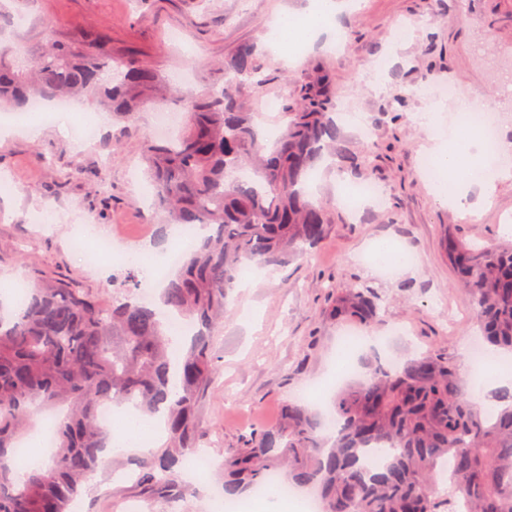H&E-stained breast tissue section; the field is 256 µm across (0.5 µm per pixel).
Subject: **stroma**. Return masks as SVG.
<instances>
[{"instance_id": "1", "label": "stroma", "mask_w": 512, "mask_h": 512, "mask_svg": "<svg viewBox=\"0 0 512 512\" xmlns=\"http://www.w3.org/2000/svg\"><path fill=\"white\" fill-rule=\"evenodd\" d=\"M311 6V0H0L7 19L0 48L16 61L33 59L46 40L68 45L87 30L106 37L113 54L203 92L223 89L225 62L253 45L263 80L257 99L300 102L325 76L337 97L373 125L368 135L351 123L342 131L366 181L383 190L382 202L342 206L335 173H316L313 199L330 215L324 241L275 272L254 274L253 287L232 295L214 342L218 387L199 404L197 445L216 462L242 447L252 429L276 426L287 403L301 400L332 414V399L345 382L336 371L346 353L345 326L325 311L355 281L385 295L382 322L368 333L381 339L383 360L395 364L429 348L464 359L473 307L448 261L445 239L512 240V230L499 222L500 214L512 213V179L488 189L473 222L421 179L420 157L430 141L424 115L435 103L414 91L448 84L456 95L444 108L462 100L478 110L502 108L501 75L512 67V0H357L300 54H273L268 43L275 19L302 16ZM400 24L408 33L398 42L393 31ZM379 59L384 67H376ZM85 104L103 114L95 141L76 143L75 112L45 122L39 140L0 139V278L40 274L91 291L109 289L126 270L77 253L79 225L157 240L161 217L139 166L153 135L149 114L124 118L101 111L94 99ZM380 242L400 245L413 262L387 275L376 261H363L368 247ZM405 280L415 281L417 291H403ZM397 323L406 335H392ZM137 456L130 449L111 451L75 512H128L133 504L160 512L166 499L142 494L128 478Z\"/></svg>"}]
</instances>
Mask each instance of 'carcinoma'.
I'll return each mask as SVG.
<instances>
[{
    "instance_id": "cac0c4a2",
    "label": "carcinoma",
    "mask_w": 512,
    "mask_h": 512,
    "mask_svg": "<svg viewBox=\"0 0 512 512\" xmlns=\"http://www.w3.org/2000/svg\"><path fill=\"white\" fill-rule=\"evenodd\" d=\"M255 57L254 46L242 47L224 67L219 92L174 90L185 124L176 137L145 144L146 174L167 224L207 228L158 302L138 300L144 283L134 274L112 293L36 277L23 307L7 316L0 308V512H72L105 464L112 438L99 421L105 403L165 418V443L135 461L137 484L172 501L187 494L180 474L198 451L196 411L216 373L213 341L242 270L280 267L323 242L330 217L307 192L322 164L359 178V157L322 102L282 108L280 132L261 137L244 92L261 84ZM163 81L112 56L90 33L69 47L48 41L28 69L0 53V106L21 111L33 98L89 96L128 117ZM445 249L486 349L512 350V242L450 236ZM382 302L377 289L356 282L336 294L328 315L370 328L382 320ZM172 317L193 326L189 345L173 335ZM471 382L452 355L436 350L396 367L375 359L337 391L331 443L318 415L289 403L279 425L224 457V496L263 488L284 468L286 484L319 491L322 512H450L453 494L472 512H512V391L497 393L501 406L486 414L466 396ZM57 407L64 414L49 463L18 467L16 445L36 414ZM371 453L384 461L368 465Z\"/></svg>"
}]
</instances>
